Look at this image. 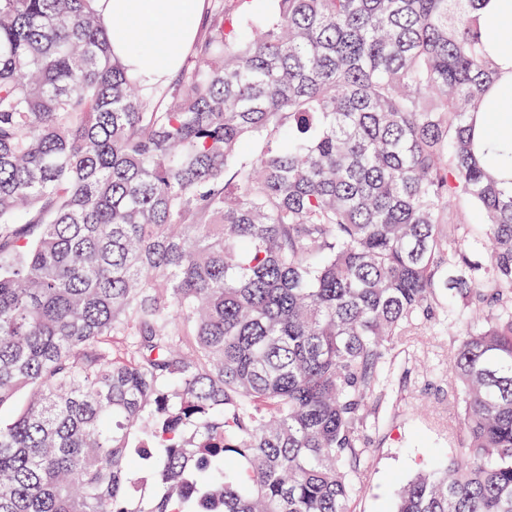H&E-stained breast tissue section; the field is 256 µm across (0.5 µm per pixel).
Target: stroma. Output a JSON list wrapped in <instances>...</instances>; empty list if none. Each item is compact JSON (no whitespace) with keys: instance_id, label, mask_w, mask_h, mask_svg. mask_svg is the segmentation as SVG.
<instances>
[{"instance_id":"1","label":"stroma","mask_w":512,"mask_h":512,"mask_svg":"<svg viewBox=\"0 0 512 512\" xmlns=\"http://www.w3.org/2000/svg\"><path fill=\"white\" fill-rule=\"evenodd\" d=\"M443 306L421 334L404 338L383 370L378 421L363 431L366 449L351 501L353 512H387L429 451L457 447V412L448 406L454 338Z\"/></svg>"}]
</instances>
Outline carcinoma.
Listing matches in <instances>:
<instances>
[{
    "instance_id": "1",
    "label": "carcinoma",
    "mask_w": 512,
    "mask_h": 512,
    "mask_svg": "<svg viewBox=\"0 0 512 512\" xmlns=\"http://www.w3.org/2000/svg\"><path fill=\"white\" fill-rule=\"evenodd\" d=\"M213 2L152 86L94 0H0V512H351L385 360L450 293L462 445L391 512H512L479 0Z\"/></svg>"
}]
</instances>
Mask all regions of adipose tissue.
I'll use <instances>...</instances> for the list:
<instances>
[{
	"label": "adipose tissue",
	"instance_id": "obj_1",
	"mask_svg": "<svg viewBox=\"0 0 512 512\" xmlns=\"http://www.w3.org/2000/svg\"><path fill=\"white\" fill-rule=\"evenodd\" d=\"M201 0H96L112 52L145 83L165 79L195 36ZM478 18L500 73L490 119L477 127L486 138L512 127V0H483Z\"/></svg>",
	"mask_w": 512,
	"mask_h": 512
}]
</instances>
